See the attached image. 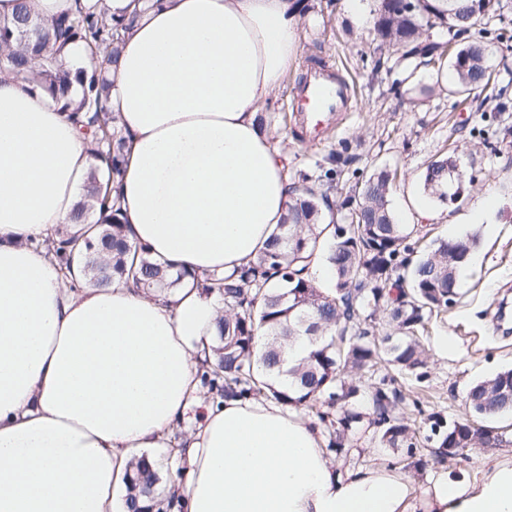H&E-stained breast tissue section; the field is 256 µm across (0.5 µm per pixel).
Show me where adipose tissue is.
I'll use <instances>...</instances> for the list:
<instances>
[{"label":"adipose tissue","mask_w":512,"mask_h":512,"mask_svg":"<svg viewBox=\"0 0 512 512\" xmlns=\"http://www.w3.org/2000/svg\"><path fill=\"white\" fill-rule=\"evenodd\" d=\"M298 0H159L124 32L110 107L129 149L121 221L198 276L257 260L288 208V164L256 116L299 53ZM68 113L0 75V512H128L144 452L201 407L224 305L200 287L66 285L49 242L101 168ZM177 453V512H512V460L415 491L394 466L344 468L272 399L201 407Z\"/></svg>","instance_id":"adipose-tissue-1"}]
</instances>
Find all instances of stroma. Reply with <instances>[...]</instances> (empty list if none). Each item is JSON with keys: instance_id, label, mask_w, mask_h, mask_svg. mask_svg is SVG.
<instances>
[{"instance_id": "obj_1", "label": "stroma", "mask_w": 512, "mask_h": 512, "mask_svg": "<svg viewBox=\"0 0 512 512\" xmlns=\"http://www.w3.org/2000/svg\"><path fill=\"white\" fill-rule=\"evenodd\" d=\"M304 0L299 28L300 50L280 88L267 106L271 112H291L296 89L309 58L332 65L354 91L349 112L334 118L320 141H302L291 127H272L270 133L293 170L313 171L314 163L342 141L355 147V166L360 177L379 169L399 170L391 195L392 207L405 212L408 226L426 230L429 238L447 236L451 225L463 224L479 231L481 244L459 279L460 294L452 306L432 316L419 339L427 367L424 381L401 376L406 400L404 416L424 425L427 415L444 419L470 417L466 404L469 387L482 379L512 368V316L496 320L501 303L512 306V132L488 126L487 137L471 131V121L494 117L499 96L489 91L471 94L467 103L456 105L447 89L455 74L451 65L441 72L403 62L392 74L374 73L370 59L376 44L372 36L378 0ZM503 37H489L485 64L493 77L507 85L512 103V0H502ZM410 78L411 88L391 92L393 80ZM497 143L487 147V140ZM456 146L459 165L467 184L464 197L455 205L432 201L433 218H418L408 208V197L423 187L426 164ZM492 205L477 212L481 198ZM512 457V443L493 448H471L464 457L439 460L433 448L419 444L410 467L406 449L359 448L353 456L358 466L377 462L406 468L415 490L429 480L454 484L478 478L484 466L495 459Z\"/></svg>"}]
</instances>
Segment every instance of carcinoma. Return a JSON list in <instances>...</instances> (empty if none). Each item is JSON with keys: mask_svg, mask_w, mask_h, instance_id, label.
Wrapping results in <instances>:
<instances>
[{"mask_svg": "<svg viewBox=\"0 0 512 512\" xmlns=\"http://www.w3.org/2000/svg\"><path fill=\"white\" fill-rule=\"evenodd\" d=\"M373 25L379 56L374 68L390 72L403 61L423 66L448 57L456 77L452 93L460 97L491 87L483 37L499 15L501 0H379ZM150 8L136 0L135 9L115 18L104 6L73 11L52 20L34 15L28 0H17L15 13L0 18V74L33 83L63 112L73 114L81 133L90 138L94 156L105 164L94 170L82 202L73 212L78 224L97 229L93 239L62 247L60 261L68 274L73 259L82 264L89 281L99 287L119 279L147 291L164 292L190 275H172L171 265L151 257L126 240L118 220V198L126 142L107 107L116 73L122 32L132 28ZM442 28L448 40L435 41L428 31ZM81 41L97 64L89 72L65 66L58 55L45 54ZM354 156L345 143L316 163L317 174L289 173L288 212L263 255L224 278L210 276L203 288L220 297L224 317L212 353L215 367L204 361L201 380L212 399L273 398L295 412L306 411L327 425V450L347 458L359 435L370 433L377 448H407L415 455L419 431L399 414L405 399L397 379L385 375L366 386L347 380V372L370 373L386 363L424 379L426 353L417 339L425 320L443 309V289L457 285L460 269L479 243L474 233L460 240L439 238L429 251L413 256L411 233L394 221L391 192L396 174L380 169L361 182L352 168ZM355 184L338 193L340 181ZM457 158L450 152L430 162L423 175L424 190L442 203L458 201ZM332 227L326 250L333 272L329 286L309 272L324 232ZM382 312L393 332L377 342L363 324ZM304 336L311 349L298 361L290 358L294 340ZM286 386L274 388L263 376ZM512 370L474 383L467 401L474 416L496 420L512 413ZM430 434L439 448L470 433L468 419L448 425L431 414ZM157 470L138 462L129 478L131 512H150L164 499L154 493Z\"/></svg>", "mask_w": 512, "mask_h": 512, "instance_id": "carcinoma-1", "label": "carcinoma"}]
</instances>
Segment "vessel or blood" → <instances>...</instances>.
<instances>
[{
  "instance_id": "b4317fda",
  "label": "vessel or blood",
  "mask_w": 512,
  "mask_h": 512,
  "mask_svg": "<svg viewBox=\"0 0 512 512\" xmlns=\"http://www.w3.org/2000/svg\"><path fill=\"white\" fill-rule=\"evenodd\" d=\"M350 101L348 82L329 66L314 65L299 84L294 109L301 128L315 133L333 114L347 111Z\"/></svg>"
}]
</instances>
